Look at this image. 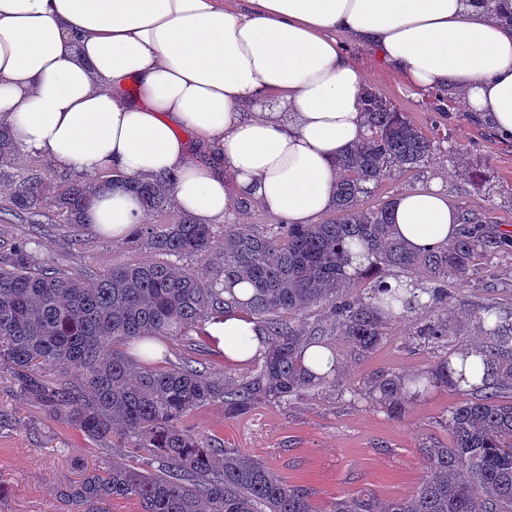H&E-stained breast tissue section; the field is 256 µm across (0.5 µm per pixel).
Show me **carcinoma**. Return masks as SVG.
I'll list each match as a JSON object with an SVG mask.
<instances>
[{"label": "carcinoma", "instance_id": "cac0c4a2", "mask_svg": "<svg viewBox=\"0 0 512 512\" xmlns=\"http://www.w3.org/2000/svg\"><path fill=\"white\" fill-rule=\"evenodd\" d=\"M363 106L367 137L336 157L334 216L319 224H226L219 235L214 225L184 213L170 224L150 222L174 207L167 176L142 181L117 171L95 180L74 170L48 174L0 126V181L13 186L0 205V221L11 216L36 235L53 223L77 233L93 223L97 194L119 185L139 199L146 215L128 243L194 261L177 267L128 259L84 275L33 262L29 238L14 242L0 259V369L11 372L20 398L92 442L161 458L156 470L124 461L83 468L62 491L69 512H107L117 498L134 501L138 512H319L307 489L285 483L255 455L198 436L184 425L186 418L215 402L237 417L303 390L336 388V373L307 372L303 349L328 346L338 335L358 357L376 350L388 325L410 309L411 300L388 285L396 273L421 270L428 278L426 315L410 339L445 349L460 338L440 316L457 298L448 285L463 284L479 258L512 251V235L464 207L448 246L414 251L395 238L392 201L366 204L369 186L395 170L422 167L443 151L462 156L466 148H441L379 92L365 91ZM357 249L374 257L356 271L375 273L368 304L348 292ZM235 282L251 285L247 299L224 296L225 285ZM316 307L325 316L310 322ZM231 312L257 321L272 339L257 369L236 379L191 360L136 364L123 349L158 337L180 340L194 329L201 334L206 322ZM466 316L478 324L496 319L484 352L497 371L484 380L481 397L452 407L448 445L426 449V472L415 492L383 503L362 491L336 499L328 512H512V396L503 395L512 390V307L491 302ZM431 387L456 388L448 357L427 375L375 372L366 394L400 417Z\"/></svg>", "mask_w": 512, "mask_h": 512}]
</instances>
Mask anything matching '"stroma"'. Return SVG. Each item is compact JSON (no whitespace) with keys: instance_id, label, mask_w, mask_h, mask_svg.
<instances>
[{"instance_id":"1","label":"stroma","mask_w":512,"mask_h":512,"mask_svg":"<svg viewBox=\"0 0 512 512\" xmlns=\"http://www.w3.org/2000/svg\"><path fill=\"white\" fill-rule=\"evenodd\" d=\"M337 39L361 69L367 88L407 112L427 135H444L452 143L473 147L462 159L440 155L425 167L392 174L373 189L368 204L441 176L450 203L469 207L512 232V139L500 138L486 121L464 111L451 91L446 94L448 115L439 117L429 93L410 88L347 33H338ZM467 167L479 169L482 180L462 176ZM128 255L124 239L105 236L94 226L78 237L66 226H52L33 247L36 262L71 272H98ZM509 300L512 253H502L479 260L448 315L461 317L464 309ZM418 320L412 314L393 321L386 341L367 358L351 355L346 341L333 337L331 346L343 362L342 383L336 390L306 391L285 403H261L234 419L225 418L223 404L216 403L192 413L187 424L225 447L257 455L288 484L310 488L319 512H326L334 499L363 490L383 500L410 496L425 471V448L448 442V420L459 396L431 389L395 418L367 397L365 381L379 370L433 369L439 350L411 344L407 336ZM115 459L135 462L139 455L130 448L100 447L19 400L13 377L0 371V485L8 490L0 498V512H67L62 489L79 479L83 467Z\"/></svg>"}]
</instances>
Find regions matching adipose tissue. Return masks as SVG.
Returning a JSON list of instances; mask_svg holds the SVG:
<instances>
[{
  "label": "adipose tissue",
  "instance_id": "adipose-tissue-1",
  "mask_svg": "<svg viewBox=\"0 0 512 512\" xmlns=\"http://www.w3.org/2000/svg\"><path fill=\"white\" fill-rule=\"evenodd\" d=\"M511 14L512 0H0V122L58 168L172 177L201 224L241 199L311 224L364 135L363 76L337 32L417 90L453 87L510 137ZM93 218L120 237L144 210L115 188ZM391 222L417 250L452 242L461 211L436 178L399 193ZM206 331L231 364L266 348L238 314Z\"/></svg>",
  "mask_w": 512,
  "mask_h": 512
}]
</instances>
